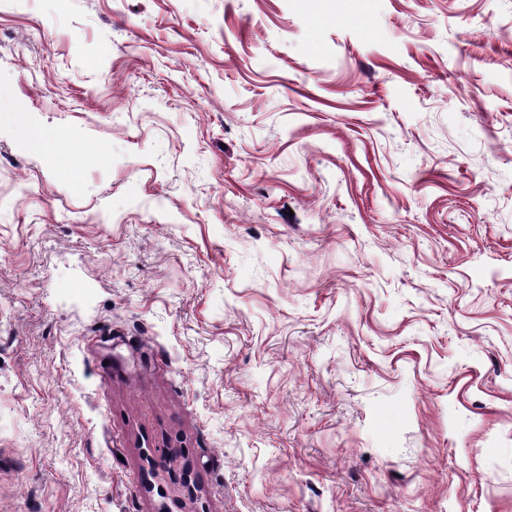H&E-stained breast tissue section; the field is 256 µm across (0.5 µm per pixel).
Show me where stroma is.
<instances>
[{
  "mask_svg": "<svg viewBox=\"0 0 512 512\" xmlns=\"http://www.w3.org/2000/svg\"><path fill=\"white\" fill-rule=\"evenodd\" d=\"M163 507L512 512V0H0V512ZM24 138L27 144L60 162L68 160L72 154L71 145L65 133L48 134L38 126H30L26 129Z\"/></svg>",
  "mask_w": 512,
  "mask_h": 512,
  "instance_id": "stroma-1",
  "label": "stroma"
}]
</instances>
